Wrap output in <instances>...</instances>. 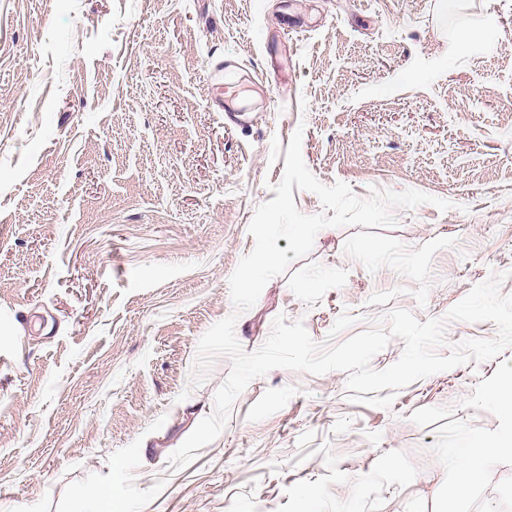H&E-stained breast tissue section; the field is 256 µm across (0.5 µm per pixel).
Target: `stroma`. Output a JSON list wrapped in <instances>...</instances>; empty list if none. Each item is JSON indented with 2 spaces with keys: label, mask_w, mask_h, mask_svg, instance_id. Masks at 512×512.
Listing matches in <instances>:
<instances>
[{
  "label": "stroma",
  "mask_w": 512,
  "mask_h": 512,
  "mask_svg": "<svg viewBox=\"0 0 512 512\" xmlns=\"http://www.w3.org/2000/svg\"><path fill=\"white\" fill-rule=\"evenodd\" d=\"M298 130L323 184L451 207L320 230L238 318L245 352L279 316L321 343L346 312L445 319L495 272L512 295V0H0V512L107 488L139 512H512L511 445L463 491L444 462L512 433V348L387 408L273 369L169 464L230 373L191 380Z\"/></svg>",
  "instance_id": "stroma-1"
}]
</instances>
